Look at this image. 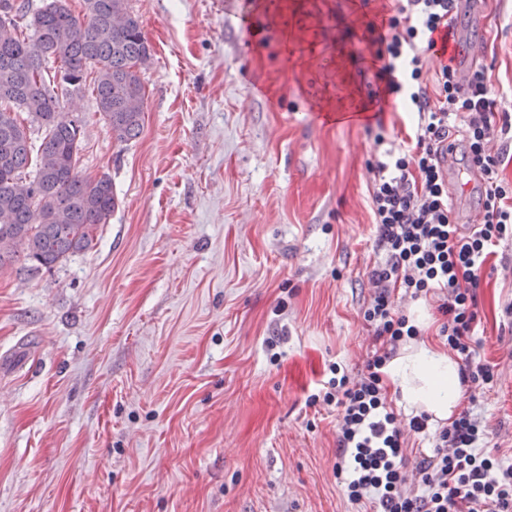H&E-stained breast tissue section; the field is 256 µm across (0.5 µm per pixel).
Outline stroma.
Masks as SVG:
<instances>
[{
    "mask_svg": "<svg viewBox=\"0 0 512 512\" xmlns=\"http://www.w3.org/2000/svg\"><path fill=\"white\" fill-rule=\"evenodd\" d=\"M391 3L129 0L141 134L114 141L91 90L61 102L118 207L52 270L0 271V512H360L310 397L371 344L368 162L415 122L373 67ZM456 28L512 113V0ZM477 296L495 380L461 406L510 460L512 241Z\"/></svg>",
    "mask_w": 512,
    "mask_h": 512,
    "instance_id": "obj_1",
    "label": "stroma"
}]
</instances>
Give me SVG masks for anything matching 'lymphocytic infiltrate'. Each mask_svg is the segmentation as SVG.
Segmentation results:
<instances>
[{"mask_svg": "<svg viewBox=\"0 0 512 512\" xmlns=\"http://www.w3.org/2000/svg\"><path fill=\"white\" fill-rule=\"evenodd\" d=\"M458 0H397L374 30L373 63L390 93H404L417 116L409 144L369 165L374 247L383 255L368 271L372 293L363 319L375 347L352 377H330L324 403L340 409L336 476L349 500L370 512H512V463L485 451L488 431L470 410L442 426L432 454L409 460L406 431L425 432L428 414L402 422L388 406L381 370L404 339L420 329L392 297L433 296L441 335L461 362L460 380L493 383L491 366L475 363L477 290L486 263L512 239V183L497 140L512 134V114L496 115L497 100L484 69L460 81L456 57L427 72L438 37H452ZM461 131V142L449 139ZM461 147L463 172L480 171L479 221L459 223L448 197L445 151Z\"/></svg>", "mask_w": 512, "mask_h": 512, "instance_id": "lymphocytic-infiltrate-1", "label": "lymphocytic infiltrate"}]
</instances>
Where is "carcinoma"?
Here are the masks:
<instances>
[{"label":"carcinoma","instance_id":"carcinoma-1","mask_svg":"<svg viewBox=\"0 0 512 512\" xmlns=\"http://www.w3.org/2000/svg\"><path fill=\"white\" fill-rule=\"evenodd\" d=\"M83 2L78 17L67 0L31 14L25 0H0V270L20 256L51 270L90 248L118 207L109 177L80 175L84 120L60 112L61 99L92 82L112 138H137L151 46L129 0Z\"/></svg>","mask_w":512,"mask_h":512}]
</instances>
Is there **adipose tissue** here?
I'll list each match as a JSON object with an SVG mask.
<instances>
[{
  "label": "adipose tissue",
  "mask_w": 512,
  "mask_h": 512,
  "mask_svg": "<svg viewBox=\"0 0 512 512\" xmlns=\"http://www.w3.org/2000/svg\"><path fill=\"white\" fill-rule=\"evenodd\" d=\"M384 372L407 406L424 408L437 420L450 419L462 400L457 363L434 341L408 343Z\"/></svg>",
  "instance_id": "ef3b65f1"
}]
</instances>
